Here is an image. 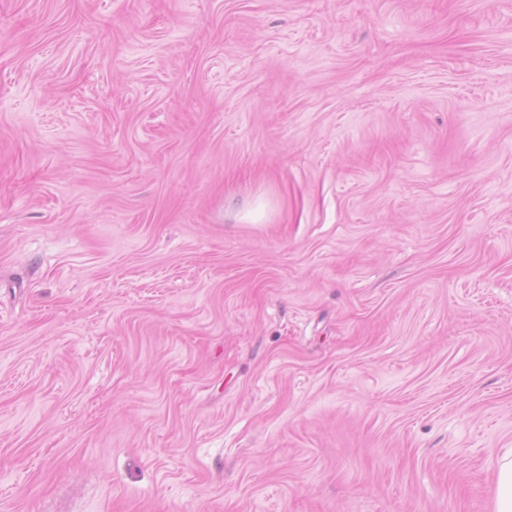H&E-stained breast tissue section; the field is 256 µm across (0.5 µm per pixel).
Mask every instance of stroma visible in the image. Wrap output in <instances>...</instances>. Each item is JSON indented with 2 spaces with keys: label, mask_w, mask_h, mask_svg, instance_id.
I'll use <instances>...</instances> for the list:
<instances>
[{
  "label": "stroma",
  "mask_w": 512,
  "mask_h": 512,
  "mask_svg": "<svg viewBox=\"0 0 512 512\" xmlns=\"http://www.w3.org/2000/svg\"><path fill=\"white\" fill-rule=\"evenodd\" d=\"M512 0H0V512H493Z\"/></svg>",
  "instance_id": "35a3bbf8"
}]
</instances>
